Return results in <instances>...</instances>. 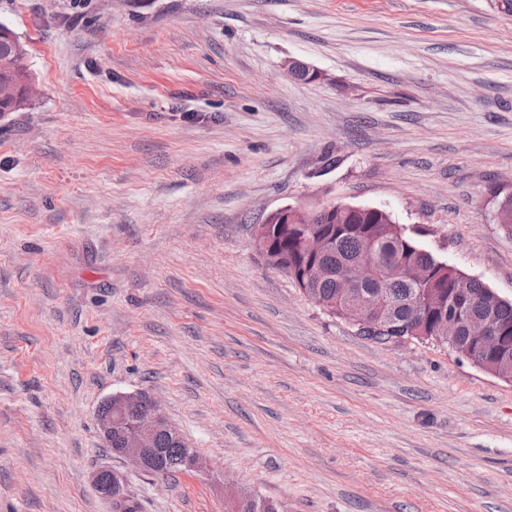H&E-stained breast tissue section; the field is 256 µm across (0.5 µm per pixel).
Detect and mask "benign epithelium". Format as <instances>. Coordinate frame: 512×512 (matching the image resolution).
Returning <instances> with one entry per match:
<instances>
[{
	"label": "benign epithelium",
	"mask_w": 512,
	"mask_h": 512,
	"mask_svg": "<svg viewBox=\"0 0 512 512\" xmlns=\"http://www.w3.org/2000/svg\"><path fill=\"white\" fill-rule=\"evenodd\" d=\"M37 93L35 82L28 79L18 86L0 81V103H12L20 97L27 100ZM382 213L384 224H367L359 232L368 255L353 261L342 271H334L321 262V254L329 243L326 227L314 223L320 214L331 219L353 214ZM302 231L298 251L290 254L277 245L276 231L285 228ZM407 228L396 223L389 212L379 207L332 202L317 210L287 204L269 212L253 226V245L273 269L295 281L305 296L325 312L337 316L357 330L382 331L392 326L396 305L380 290L368 293L362 285L379 280L401 279L421 287L435 280V271L447 263L430 256L426 262L397 259L381 264L371 258L377 244L385 239L403 240ZM336 279V296L324 300L311 293L322 281ZM457 284L448 302L432 296L417 295L405 314L404 334L407 338L431 340L446 344L480 370L512 383V328L492 319H471L458 306L457 300L469 295L471 277L456 272ZM466 335H461V332ZM97 427L103 446L112 454L142 472L153 470V456L158 435L173 429L158 402L144 392L118 393L109 397L98 413ZM118 438L121 447H112ZM93 485L105 498L120 500L127 494L126 477L109 467L93 472Z\"/></svg>",
	"instance_id": "benign-epithelium-1"
}]
</instances>
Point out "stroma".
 Here are the masks:
<instances>
[{
    "label": "stroma",
    "instance_id": "35a3bbf8",
    "mask_svg": "<svg viewBox=\"0 0 512 512\" xmlns=\"http://www.w3.org/2000/svg\"><path fill=\"white\" fill-rule=\"evenodd\" d=\"M38 93L0 120V512H512V384L375 343L270 268L286 205L386 209L512 299L503 0H0ZM318 72L293 78L289 59ZM145 392L199 453L166 478L96 418ZM93 485L105 498L112 499L113 512H139L138 502L127 495L121 502L113 500L123 499L126 494V477L123 473L109 467L99 468L93 472Z\"/></svg>",
    "mask_w": 512,
    "mask_h": 512
}]
</instances>
